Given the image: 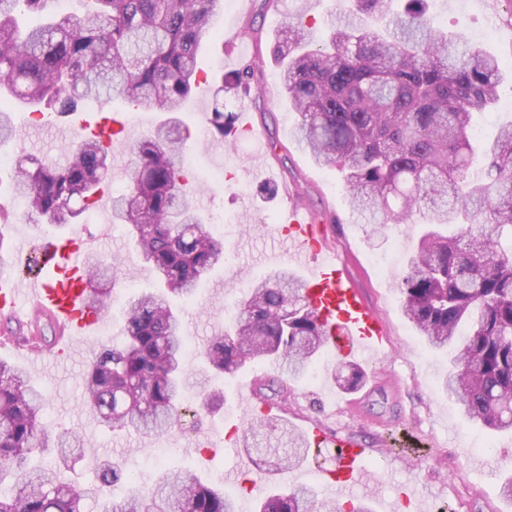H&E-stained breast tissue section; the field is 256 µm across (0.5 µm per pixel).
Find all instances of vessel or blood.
Here are the masks:
<instances>
[{"label": "vessel or blood", "instance_id": "b4317fda", "mask_svg": "<svg viewBox=\"0 0 512 512\" xmlns=\"http://www.w3.org/2000/svg\"><path fill=\"white\" fill-rule=\"evenodd\" d=\"M128 113L76 119L77 130L110 143L114 133L124 131ZM275 232L298 262L310 261L312 270L307 296L327 330V345L337 358L367 361L383 352L389 343L384 323L366 305L345 275L344 264L328 247L316 220L307 211L292 205L282 209ZM85 240L74 231L33 245L22 240L19 258L35 257L37 274L30 282H0V318L20 327L32 328L36 318L46 319L55 330V344L71 346L76 337L94 330L100 316L88 298L90 282L85 266ZM310 444L335 446L333 466L323 471L322 480L336 494H345L367 474L369 449L351 439L329 441L317 425L304 430Z\"/></svg>", "mask_w": 512, "mask_h": 512}]
</instances>
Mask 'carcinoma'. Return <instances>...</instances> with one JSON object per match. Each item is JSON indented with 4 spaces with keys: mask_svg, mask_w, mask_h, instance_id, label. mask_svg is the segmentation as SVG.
Masks as SVG:
<instances>
[{
    "mask_svg": "<svg viewBox=\"0 0 512 512\" xmlns=\"http://www.w3.org/2000/svg\"><path fill=\"white\" fill-rule=\"evenodd\" d=\"M79 14L56 13L21 27L23 13L40 14L47 0H0V143L16 135L11 110L66 116L103 91L148 112H178L199 79L197 53L209 20L224 0H85ZM350 0L312 47L303 16L287 23L274 44L280 91L297 114L295 136L317 164L344 173L352 210L382 228L413 216L425 229L398 281L404 315L426 345L452 354L441 388L469 420L512 432V123L482 153L473 146L472 115L496 103L506 79L496 57L437 28L427 0ZM253 65L213 82L210 132L224 138L221 98L247 95ZM186 139L173 122L131 146L134 164L125 190L112 198V220L129 227L158 289L125 307L127 342L99 348L83 377L86 405L105 425L143 435L180 422L185 387L181 316L171 297L191 300L200 283L224 265V244L203 223L184 192ZM67 162L26 155L6 173L36 223L62 228L93 208L109 180L110 148L82 138L67 146ZM482 179H468L476 155ZM115 271L90 263L91 282ZM306 284L286 269L254 283L233 323L203 349L212 372L233 376L245 364L268 362L287 376L304 373L326 346V333L305 298ZM265 400L288 397L281 378L259 382ZM42 398L20 367L0 360V512H237L224 487L173 470L145 493L109 463L98 483L79 488L52 465L33 463L45 448H85L79 432L55 435L44 426ZM260 452L283 469L309 454L293 433ZM126 480L116 501L103 488ZM258 512H344L302 487L271 495Z\"/></svg>",
    "mask_w": 512,
    "mask_h": 512,
    "instance_id": "1",
    "label": "carcinoma"
}]
</instances>
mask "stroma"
<instances>
[{"instance_id":"1","label":"stroma","mask_w":512,"mask_h":512,"mask_svg":"<svg viewBox=\"0 0 512 512\" xmlns=\"http://www.w3.org/2000/svg\"><path fill=\"white\" fill-rule=\"evenodd\" d=\"M346 6V0H280L266 7L264 0H224V10L212 18L214 38L202 42L198 66L206 74L193 91L196 107L179 115L190 132L186 151L198 174L188 184L207 224L224 227L223 243L235 259L202 282L194 301L175 299L184 320L187 385L183 404L191 425L145 436L102 425L84 403L83 374L96 348L125 342L124 308L130 297L155 287L151 267L130 241L125 225L112 221L110 201L83 213L76 224L89 239L87 253L116 265V284L109 295L110 309L93 335L80 338L73 357L51 359L42 365L25 364L32 384L44 395L42 421L49 432L73 429L86 441L85 459L63 469L64 480L86 487L96 481V463L119 461L123 470L148 488L166 470L182 468L202 481L249 480L278 489L310 487L324 502L335 501L314 464L281 471L275 457H259L243 450V431L251 415L247 401L257 377L272 368L257 362L235 376L207 372L201 352L220 335L237 304L252 283L274 266H288L287 258L271 263L267 235L277 223L282 205L306 207L321 222L328 243L344 260L353 284L385 324L391 342L378 359L364 363L365 384L357 390L341 388L335 378L338 361L330 349L318 354L313 372L289 378L288 402L283 417L289 429L299 430L307 420L322 421L327 433L353 436L370 448L388 451L390 460L375 480L356 487L349 500L376 498L397 503L402 489L416 496L418 512H512V500L500 493L502 477L512 474V433L493 434L463 420L457 405L438 388L448 372V356L430 351L405 318L397 282L408 255L415 249L423 227L418 222L389 226L380 232L353 216L340 173L317 166L296 141V115L278 86V67L271 57L272 36L296 15L305 14L316 36ZM428 12L449 32L464 36L496 56L504 70L512 69V8L506 0H428ZM252 35H243L245 25ZM252 62L251 84L263 93L257 100L224 95V109L247 113L254 131L271 151L260 162L251 140L214 142L203 134L212 108L211 76L239 69ZM134 120L112 146L110 193L128 183L132 157L130 142L149 135L163 120L160 112L133 111ZM16 136L0 145V159L23 154L46 156L64 164L72 136L59 128L40 127L27 109L15 108ZM512 121V84L503 83L493 111L476 115V142L492 141ZM271 193H262V186ZM0 231L6 237H57V230L29 223L26 204L10 182L0 183ZM394 255L396 263L380 276L373 262L377 255ZM223 391L219 409H202L203 393ZM487 442L484 451L471 448L473 437Z\"/></svg>"}]
</instances>
